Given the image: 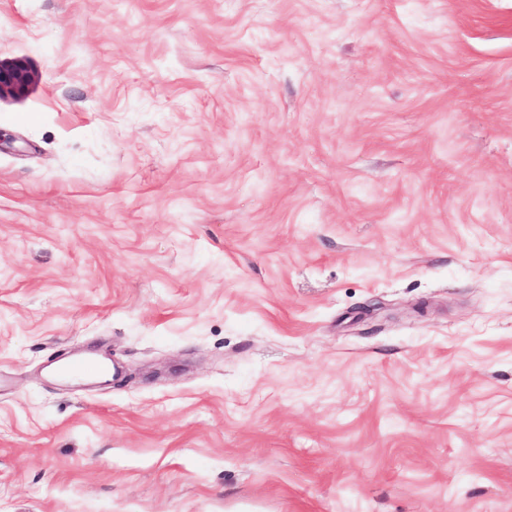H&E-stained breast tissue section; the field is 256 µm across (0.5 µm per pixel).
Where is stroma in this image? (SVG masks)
I'll use <instances>...</instances> for the list:
<instances>
[{
	"label": "stroma",
	"mask_w": 512,
	"mask_h": 512,
	"mask_svg": "<svg viewBox=\"0 0 512 512\" xmlns=\"http://www.w3.org/2000/svg\"><path fill=\"white\" fill-rule=\"evenodd\" d=\"M14 59L0 512H512V0H0ZM34 74L23 60L0 63V98L26 93Z\"/></svg>",
	"instance_id": "stroma-1"
}]
</instances>
